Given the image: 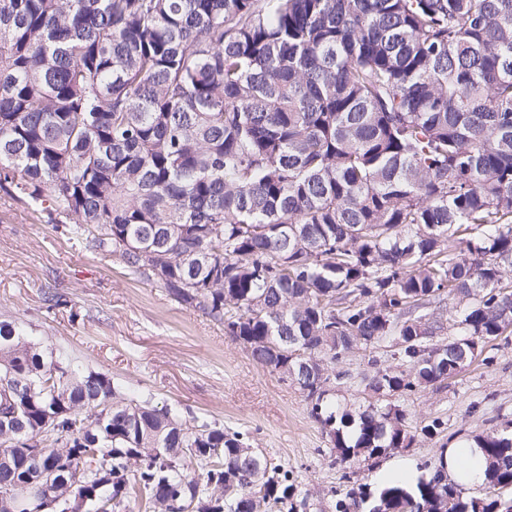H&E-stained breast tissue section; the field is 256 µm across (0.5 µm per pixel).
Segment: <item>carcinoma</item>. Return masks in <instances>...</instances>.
Masks as SVG:
<instances>
[{"label": "carcinoma", "instance_id": "cac0c4a2", "mask_svg": "<svg viewBox=\"0 0 512 512\" xmlns=\"http://www.w3.org/2000/svg\"><path fill=\"white\" fill-rule=\"evenodd\" d=\"M0 189L298 385L352 482L334 512H505L506 434L475 439L481 496L443 453L413 484L353 475L411 441L383 398L512 330V0H0ZM392 336L404 369L336 412L316 383ZM295 483L0 320V488L41 512H294ZM440 312L443 313L444 317V327L445 329L438 335L434 337V341H438L439 343H446L448 339L453 338L455 336H450L455 333L453 329V319L457 312V310L461 309L464 304L460 303L458 300H454L452 298H445L441 304H439Z\"/></svg>", "mask_w": 512, "mask_h": 512}]
</instances>
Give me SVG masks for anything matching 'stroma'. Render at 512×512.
Here are the masks:
<instances>
[{
    "instance_id": "1",
    "label": "stroma",
    "mask_w": 512,
    "mask_h": 512,
    "mask_svg": "<svg viewBox=\"0 0 512 512\" xmlns=\"http://www.w3.org/2000/svg\"><path fill=\"white\" fill-rule=\"evenodd\" d=\"M62 303L49 307L48 296ZM21 323L44 352L65 351L84 367L120 380L129 392L190 406L224 426L249 432L256 450L299 474L307 512H327L345 469L296 384L252 360L200 312L178 305L158 284L57 232L46 214L0 191V319ZM394 340L358 347L337 362L343 408L364 404V379L393 365ZM414 438L409 447L362 463L360 483L377 485L395 466L425 474L440 449L512 432V333L442 383L396 395ZM437 424L432 436L421 429Z\"/></svg>"
}]
</instances>
